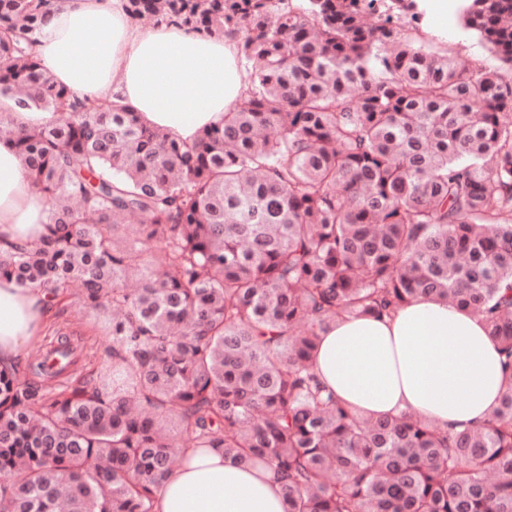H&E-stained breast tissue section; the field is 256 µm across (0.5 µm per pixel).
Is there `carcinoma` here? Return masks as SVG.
I'll return each mask as SVG.
<instances>
[{
  "mask_svg": "<svg viewBox=\"0 0 512 512\" xmlns=\"http://www.w3.org/2000/svg\"><path fill=\"white\" fill-rule=\"evenodd\" d=\"M43 0H0V98L60 114L11 137L47 204L0 278L100 319L86 346L0 367V512H153L188 448L274 467L285 512H512V0L463 27L496 69L419 43L403 0H127L239 37L251 85L191 145L35 58ZM483 317L504 385L479 428L347 408L321 333L418 294Z\"/></svg>",
  "mask_w": 512,
  "mask_h": 512,
  "instance_id": "obj_1",
  "label": "carcinoma"
}]
</instances>
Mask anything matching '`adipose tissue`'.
<instances>
[{
    "label": "adipose tissue",
    "instance_id": "adipose-tissue-1",
    "mask_svg": "<svg viewBox=\"0 0 512 512\" xmlns=\"http://www.w3.org/2000/svg\"><path fill=\"white\" fill-rule=\"evenodd\" d=\"M126 0H47L34 53L79 100H109L178 142L221 124L250 85L238 40L179 23L136 24ZM46 205L13 142L0 140V245L37 243ZM41 289L0 279V364L18 362L48 324ZM313 366L337 398L372 417L405 409L441 428L477 426L498 405L500 356L481 316L421 294L394 314L337 320ZM154 495L153 512H284L270 468L190 448Z\"/></svg>",
    "mask_w": 512,
    "mask_h": 512
}]
</instances>
